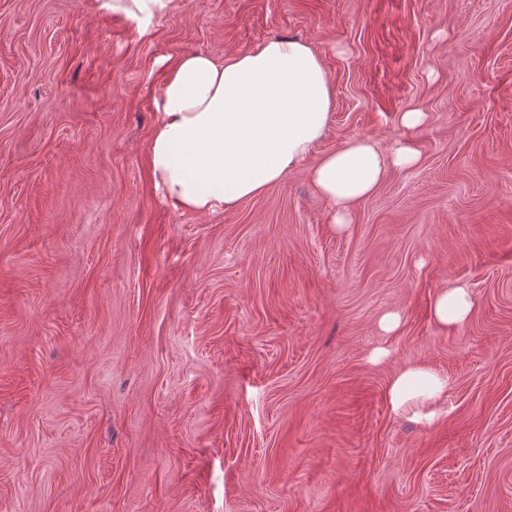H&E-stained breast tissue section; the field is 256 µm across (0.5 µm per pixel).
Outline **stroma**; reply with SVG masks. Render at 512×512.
<instances>
[{"label": "stroma", "instance_id": "stroma-1", "mask_svg": "<svg viewBox=\"0 0 512 512\" xmlns=\"http://www.w3.org/2000/svg\"><path fill=\"white\" fill-rule=\"evenodd\" d=\"M274 37L333 85L311 158L426 114L346 229L302 168L215 214L155 188L171 63ZM410 365L452 381L433 420L388 402ZM0 512H512V0H172L146 33L0 0ZM472 296L468 288L457 285L437 293L432 302V318L444 328L463 326L472 310Z\"/></svg>", "mask_w": 512, "mask_h": 512}]
</instances>
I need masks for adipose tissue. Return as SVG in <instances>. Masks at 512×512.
<instances>
[{
	"mask_svg": "<svg viewBox=\"0 0 512 512\" xmlns=\"http://www.w3.org/2000/svg\"><path fill=\"white\" fill-rule=\"evenodd\" d=\"M172 0H94L104 13H121L148 29ZM333 97L318 54L302 40L271 38L254 50L217 58L205 52L176 59L156 101L148 143L153 181L175 207L216 213L264 194L305 163L326 128ZM420 162L410 141L382 154L356 138L311 165L313 187L331 205V218L346 227L355 206L383 183L388 168ZM468 288L437 293L432 318L444 328L463 326L472 310ZM447 376L425 366L400 371L387 396L394 411L420 417L449 389Z\"/></svg>",
	"mask_w": 512,
	"mask_h": 512,
	"instance_id": "adipose-tissue-1",
	"label": "adipose tissue"
}]
</instances>
